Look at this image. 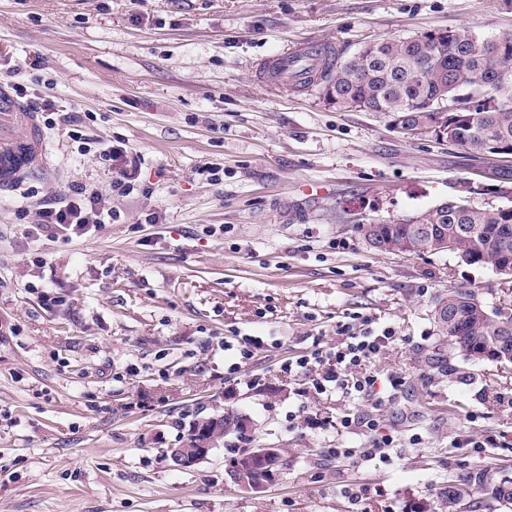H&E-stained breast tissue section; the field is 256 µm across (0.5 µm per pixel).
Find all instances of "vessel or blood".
<instances>
[{
	"label": "vessel or blood",
	"mask_w": 512,
	"mask_h": 512,
	"mask_svg": "<svg viewBox=\"0 0 512 512\" xmlns=\"http://www.w3.org/2000/svg\"><path fill=\"white\" fill-rule=\"evenodd\" d=\"M323 50V45L302 43L260 61L257 71L266 79L276 74L301 82ZM47 164V143L36 113L26 108L11 86L1 84L0 191L18 187L22 175L45 170Z\"/></svg>",
	"instance_id": "vessel-or-blood-1"
}]
</instances>
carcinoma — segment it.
I'll use <instances>...</instances> for the list:
<instances>
[{
    "label": "carcinoma",
    "instance_id": "1",
    "mask_svg": "<svg viewBox=\"0 0 512 512\" xmlns=\"http://www.w3.org/2000/svg\"><path fill=\"white\" fill-rule=\"evenodd\" d=\"M492 50L489 41L469 36L461 42L451 30L431 37L424 33L405 39H383L373 48L359 50L342 57L333 49L324 52L319 64L311 68L307 79L298 86H320L326 98L339 109L359 108L367 112L387 114H417L430 123L437 113L431 107L440 95L442 78H448L453 86L451 93L464 95L469 91L473 74L484 68ZM433 58L434 68L422 72L421 64ZM512 101V77L504 85L493 88L478 101L471 103L470 112L477 120L467 127L461 126L458 134L467 141L469 154L482 152L484 135L492 133L512 141V104L499 105L498 100ZM422 222L431 224L440 235H452L459 231V223L448 214L429 209L421 214ZM465 223L476 228L460 239V250L467 255L478 256L477 263H485L506 249L512 254V212L504 213L497 207L476 209L469 212ZM364 239L377 236L390 239L389 253H422V250L406 248V225L380 224L378 229L361 228ZM475 293L470 289H456L440 299V303L456 310V320L448 325L437 322L440 335L448 338L450 345L463 358L472 360L490 348L501 347L500 322L509 318L512 322V300L484 313L471 310ZM495 500L503 507L512 506V478L504 477L493 488Z\"/></svg>",
    "mask_w": 512,
    "mask_h": 512
}]
</instances>
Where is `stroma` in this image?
<instances>
[{"label":"stroma","mask_w":512,"mask_h":512,"mask_svg":"<svg viewBox=\"0 0 512 512\" xmlns=\"http://www.w3.org/2000/svg\"><path fill=\"white\" fill-rule=\"evenodd\" d=\"M445 28L512 31V0H0V83L55 107L48 169L0 191V512H357L350 487L391 512H448L452 483L471 490L457 512H506L492 489L512 469V365L464 359L434 314L462 287L498 305L512 279L451 252H376L359 227L447 200L512 206V161L255 76L301 42L346 57ZM71 112L85 135L139 155L129 196L110 197L115 164L82 153ZM77 185L104 193L117 221L23 235L30 195ZM354 320L394 330L368 369L399 376L395 396L319 394L282 372ZM243 337L252 357L233 373ZM220 407L251 432L176 467L183 424ZM346 414L378 420L388 461L327 456L371 443L338 432ZM469 434L498 445L457 447ZM265 443L282 474L242 489L230 451Z\"/></svg>","instance_id":"stroma-1"}]
</instances>
